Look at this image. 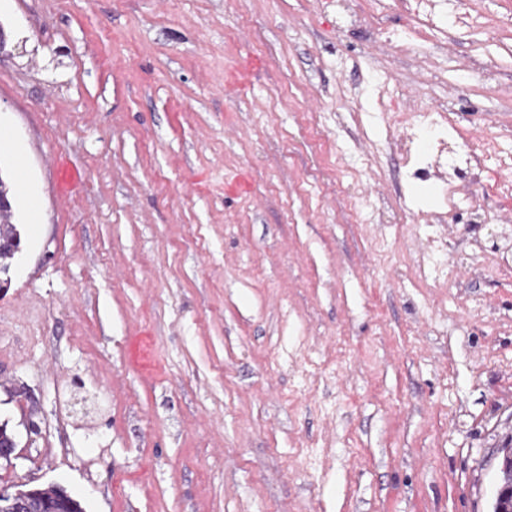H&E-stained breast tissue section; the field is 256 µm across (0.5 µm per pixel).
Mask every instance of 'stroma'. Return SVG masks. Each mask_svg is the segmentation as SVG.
Returning a JSON list of instances; mask_svg holds the SVG:
<instances>
[{
	"label": "stroma",
	"instance_id": "obj_1",
	"mask_svg": "<svg viewBox=\"0 0 512 512\" xmlns=\"http://www.w3.org/2000/svg\"><path fill=\"white\" fill-rule=\"evenodd\" d=\"M0 0V489L84 512H493L512 442V170L455 220L375 118L512 157V0ZM412 42L410 53L396 42ZM446 249L431 257L429 236ZM404 7L420 22L425 31L433 32L441 30L440 19L444 14L442 2L445 0H406ZM5 245L3 249L0 247V277L7 276L13 258L18 252L21 244L20 232L15 221L14 206L11 211L0 213V244ZM35 492L29 494L27 508L30 512H84L81 503L56 486L39 487L24 491Z\"/></svg>",
	"mask_w": 512,
	"mask_h": 512
}]
</instances>
